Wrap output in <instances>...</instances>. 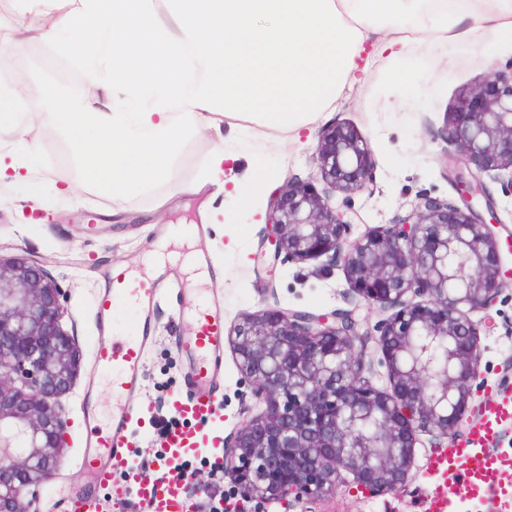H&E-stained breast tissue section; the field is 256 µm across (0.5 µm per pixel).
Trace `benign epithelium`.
Listing matches in <instances>:
<instances>
[{"label":"benign epithelium","mask_w":512,"mask_h":512,"mask_svg":"<svg viewBox=\"0 0 512 512\" xmlns=\"http://www.w3.org/2000/svg\"><path fill=\"white\" fill-rule=\"evenodd\" d=\"M469 166L456 179L461 205L423 196L395 223L351 237L329 201L289 183L270 208L274 256L323 255L342 266L369 305L398 311L376 326L391 391L364 376L371 335L351 311L275 310L233 330L242 378L265 412L224 442V478L247 502L315 498L353 472L374 493L394 494L414 459L417 434L452 439L468 418L480 372V327L501 293L503 268L490 218L475 198L486 175L512 193V64L466 89L443 131ZM313 159L349 206L373 194L372 150L353 127L321 131ZM57 281L33 260L0 255V512H39L37 490L57 468L66 421L56 407L80 367L63 328ZM291 473L273 480V469Z\"/></svg>","instance_id":"obj_1"}]
</instances>
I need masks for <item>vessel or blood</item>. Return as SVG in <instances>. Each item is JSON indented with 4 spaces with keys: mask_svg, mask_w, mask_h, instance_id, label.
Instances as JSON below:
<instances>
[{
    "mask_svg": "<svg viewBox=\"0 0 512 512\" xmlns=\"http://www.w3.org/2000/svg\"><path fill=\"white\" fill-rule=\"evenodd\" d=\"M161 294L156 281L116 273L98 301L102 317H109L112 305L117 301L132 306L140 316L133 336L99 344L95 350L98 366L112 374L115 393L131 392L140 383L143 351L151 339L153 309ZM183 346L190 359L192 383L201 393L195 398L173 400L172 408L182 417L202 419L215 415L219 404L206 394L205 389L223 365L224 314L218 306L209 305L199 310L196 327L184 338ZM141 418L142 411L135 406L114 411L107 434L89 433L87 446L77 462L79 470L90 472L100 482L108 480L114 471H130L127 432L132 423ZM509 424H512V391L505 389L484 404L457 447L436 459L437 470L457 486L459 498L480 495L495 500L497 512H512V503L499 498L504 489L512 486V461L493 451L501 430ZM163 440L176 456L188 455L198 445L194 433L178 428L167 430ZM130 473L131 488L148 512H189L184 486L180 482L138 471Z\"/></svg>",
    "mask_w": 512,
    "mask_h": 512,
    "instance_id": "1",
    "label": "vessel or blood"
}]
</instances>
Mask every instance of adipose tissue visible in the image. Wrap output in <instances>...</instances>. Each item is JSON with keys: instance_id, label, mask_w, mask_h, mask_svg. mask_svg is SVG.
<instances>
[{"instance_id": "ef3b65f1", "label": "adipose tissue", "mask_w": 512, "mask_h": 512, "mask_svg": "<svg viewBox=\"0 0 512 512\" xmlns=\"http://www.w3.org/2000/svg\"><path fill=\"white\" fill-rule=\"evenodd\" d=\"M42 0L54 18L42 39L64 28L68 53L85 61L82 103L60 99L54 119L93 133L75 139L86 185L123 199L168 180L183 136L247 115L293 134L336 102L365 38L403 33L419 41L512 45V0H477L452 13L445 0ZM157 92L149 107L100 100L108 85Z\"/></svg>"}]
</instances>
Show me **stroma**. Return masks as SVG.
Returning a JSON list of instances; mask_svg holds the SVG:
<instances>
[{
	"instance_id": "obj_1",
	"label": "stroma",
	"mask_w": 512,
	"mask_h": 512,
	"mask_svg": "<svg viewBox=\"0 0 512 512\" xmlns=\"http://www.w3.org/2000/svg\"><path fill=\"white\" fill-rule=\"evenodd\" d=\"M49 23V17L38 10L22 9L20 0H0V50L11 49L13 55L12 69L0 73V83L20 81L26 94L36 95L46 107L57 98L72 97L79 76L86 72L83 61L60 49L69 32H61L54 43L30 39L14 45L17 31H33ZM362 57L369 62L367 72L349 79L336 103L297 136L279 142L250 120L225 119L220 130L184 138L169 181L122 200L82 185L79 159L65 128L45 122L29 126L27 138L37 145L31 155L19 152L14 133L0 132V154L14 157L22 175L21 180L0 185V254L27 255L58 281L67 308L64 324L73 327L82 355L71 389L57 399L67 419L68 446L59 452L60 464L52 480L39 488L40 512H68L69 498L78 494L96 500L99 512H145L124 493L125 471H115L111 482L102 484L74 466L85 448L88 417H95L99 430L107 431L113 407L123 402L144 412L129 434L133 468L177 477V463L159 437L165 424L171 423L206 441L188 460L194 483L210 486L212 506H221L232 495L229 482L214 483V460L223 454L225 440L264 409L242 379L232 345L224 347V368L212 386L222 405L221 418L182 419L170 405L172 396L191 392L182 339L191 334L195 314L203 305L221 306L228 335L244 316L278 309L314 314L350 310L371 326L389 317V310L356 295L342 267L329 265L327 257L298 262L274 258L266 251L270 201L296 178L330 205L340 204L342 193L324 181L312 154L323 128L347 124L369 141L375 160L374 194L352 196L353 234L393 223L425 195L457 202L454 184L444 173L449 165L448 145L440 135L444 119L461 92L512 62V47L441 42L423 50L410 41L397 45L389 58L377 57L375 47L368 44ZM395 71L410 72L414 79L398 82L391 77ZM219 141L226 155L221 181L195 189ZM258 169L266 175L265 189L251 211L241 212L228 190ZM30 175L41 184L37 204L28 196ZM486 186L501 220L494 231L508 273L497 305L490 313L473 315L475 322H491L481 334L480 373L472 384L476 409L502 382L512 383V196L495 180H487ZM182 222L200 225L209 263L219 272L218 283H192L179 259L149 265V256L167 238L168 226ZM119 270L151 273L164 290L154 311V339L143 355L141 386L121 398L112 394L111 373L94 361L97 343L132 335L138 326L135 310L123 303L113 305L110 324L100 323L97 300ZM451 446L449 440L437 444L429 435L418 434L409 477L394 494L372 493L344 470L324 497L262 508L250 502L246 508L248 512H424L427 495L445 485L432 462Z\"/></svg>"
}]
</instances>
